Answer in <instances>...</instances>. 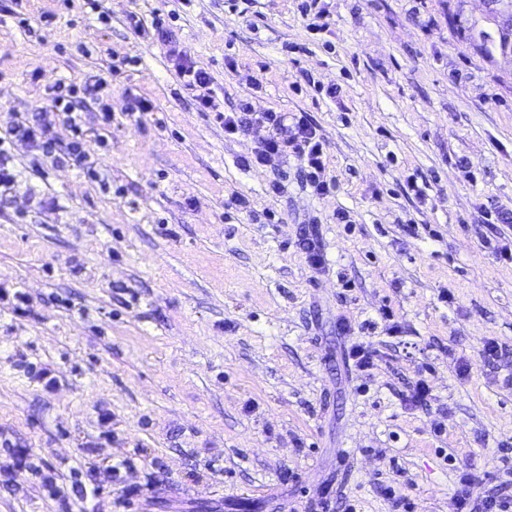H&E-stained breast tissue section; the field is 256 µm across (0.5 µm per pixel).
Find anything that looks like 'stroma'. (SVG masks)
<instances>
[{"instance_id": "1", "label": "stroma", "mask_w": 512, "mask_h": 512, "mask_svg": "<svg viewBox=\"0 0 512 512\" xmlns=\"http://www.w3.org/2000/svg\"><path fill=\"white\" fill-rule=\"evenodd\" d=\"M178 4L22 0L27 25L0 20V138L61 81L104 77L112 106L108 129L81 107L96 179L12 147L0 289L29 302L0 300V457L99 486L90 512H457L464 470L512 496V0L178 13L225 111L316 129L323 196L296 157L257 164V135L225 133L137 31ZM81 506L0 471V512Z\"/></svg>"}]
</instances>
